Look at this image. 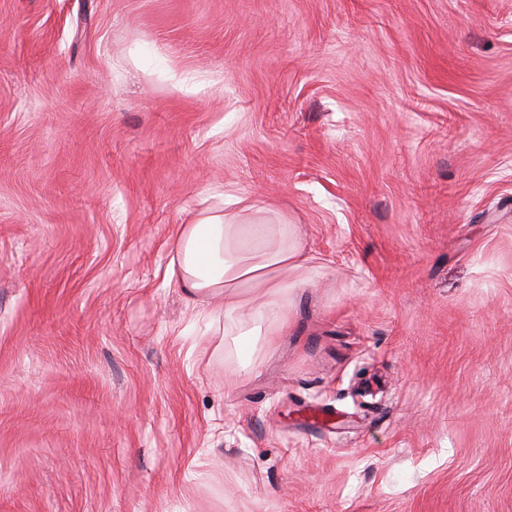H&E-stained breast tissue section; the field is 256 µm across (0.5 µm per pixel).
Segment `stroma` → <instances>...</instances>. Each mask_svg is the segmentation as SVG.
Returning a JSON list of instances; mask_svg holds the SVG:
<instances>
[{"label": "stroma", "instance_id": "obj_1", "mask_svg": "<svg viewBox=\"0 0 512 512\" xmlns=\"http://www.w3.org/2000/svg\"><path fill=\"white\" fill-rule=\"evenodd\" d=\"M241 198L248 343L166 274ZM0 512H512V0H0ZM292 226L273 224L266 209L252 204L237 212L202 214L193 224L181 225L169 277L191 304L209 309L212 330L224 325L225 336L235 333L246 340L266 324L267 335L277 336L288 325L290 295L300 285L286 275L309 260L297 235H291ZM256 285L263 300L247 305L241 296Z\"/></svg>", "mask_w": 512, "mask_h": 512}]
</instances>
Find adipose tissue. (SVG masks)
<instances>
[{
    "instance_id": "ef3b65f1",
    "label": "adipose tissue",
    "mask_w": 512,
    "mask_h": 512,
    "mask_svg": "<svg viewBox=\"0 0 512 512\" xmlns=\"http://www.w3.org/2000/svg\"><path fill=\"white\" fill-rule=\"evenodd\" d=\"M307 261L297 237L248 204L181 225L168 274L191 304L208 308L211 329L245 340L264 328L273 336L285 330L295 288L287 275Z\"/></svg>"
}]
</instances>
